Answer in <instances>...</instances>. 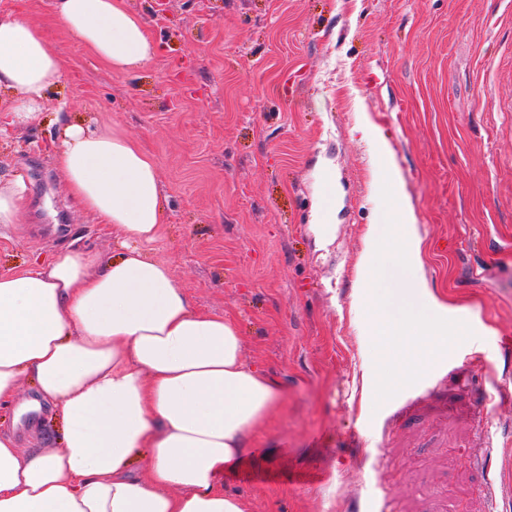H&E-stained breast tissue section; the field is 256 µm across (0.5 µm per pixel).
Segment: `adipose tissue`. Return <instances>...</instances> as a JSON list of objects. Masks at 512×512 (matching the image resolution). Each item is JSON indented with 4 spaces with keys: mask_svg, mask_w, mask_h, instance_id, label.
I'll list each match as a JSON object with an SVG mask.
<instances>
[{
    "mask_svg": "<svg viewBox=\"0 0 512 512\" xmlns=\"http://www.w3.org/2000/svg\"><path fill=\"white\" fill-rule=\"evenodd\" d=\"M58 27L116 72L160 47L125 0H52ZM66 74L49 34L0 8V131L28 124ZM67 193L121 251L87 250L0 275V403L23 377L65 423L63 444L26 453L0 433V512H248L225 469L283 396L248 364L236 322L193 309L166 262L154 159L118 132L70 125L55 153Z\"/></svg>",
    "mask_w": 512,
    "mask_h": 512,
    "instance_id": "ef3b65f1",
    "label": "adipose tissue"
}]
</instances>
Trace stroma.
<instances>
[{"label":"stroma","instance_id":"stroma-1","mask_svg":"<svg viewBox=\"0 0 512 512\" xmlns=\"http://www.w3.org/2000/svg\"><path fill=\"white\" fill-rule=\"evenodd\" d=\"M127 5L161 52L116 73L56 29L51 0H0L68 63L43 111L0 134V180L26 184L0 274L111 257L52 153L64 122L120 131L159 169L165 226L146 252L195 308L236 320L284 397L225 492L251 512H512V0ZM362 109L402 170L425 279L473 332L380 404L357 260L388 210L379 148L351 134ZM0 431L27 451L60 446L64 423L26 380Z\"/></svg>","mask_w":512,"mask_h":512}]
</instances>
